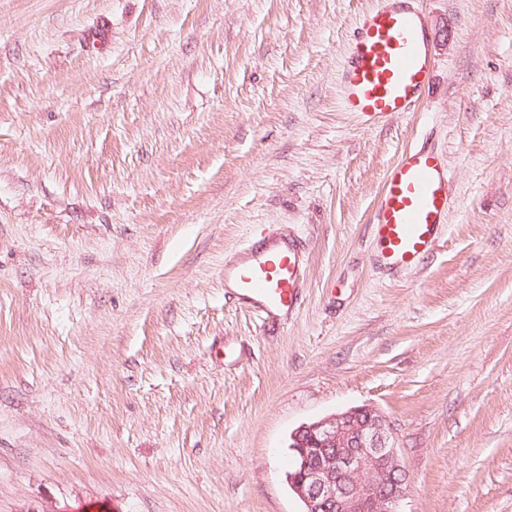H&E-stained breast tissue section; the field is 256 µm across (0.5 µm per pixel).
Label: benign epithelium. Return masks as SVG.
I'll list each match as a JSON object with an SVG mask.
<instances>
[{
  "mask_svg": "<svg viewBox=\"0 0 512 512\" xmlns=\"http://www.w3.org/2000/svg\"><path fill=\"white\" fill-rule=\"evenodd\" d=\"M288 483L304 512H401L407 474L391 423L361 406L299 426Z\"/></svg>",
  "mask_w": 512,
  "mask_h": 512,
  "instance_id": "obj_1",
  "label": "benign epithelium"
}]
</instances>
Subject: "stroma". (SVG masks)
<instances>
[{"label": "stroma", "instance_id": "stroma-1", "mask_svg": "<svg viewBox=\"0 0 512 512\" xmlns=\"http://www.w3.org/2000/svg\"><path fill=\"white\" fill-rule=\"evenodd\" d=\"M375 0H0V512H302L300 425L391 422L404 512H512V0H424L417 111L338 73ZM451 208L375 270L385 169ZM307 244L297 312L229 297L256 231ZM448 167L425 147L403 149L384 172L371 230L377 262L389 270L416 267L448 222Z\"/></svg>", "mask_w": 512, "mask_h": 512}]
</instances>
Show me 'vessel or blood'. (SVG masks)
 I'll use <instances>...</instances> for the list:
<instances>
[{"label":"vessel or blood","instance_id":"vessel-or-blood-1","mask_svg":"<svg viewBox=\"0 0 512 512\" xmlns=\"http://www.w3.org/2000/svg\"><path fill=\"white\" fill-rule=\"evenodd\" d=\"M420 0H376L360 17L340 71L341 100L369 126L416 111L429 87L433 61ZM448 169L428 148L403 149L384 172L371 230L377 261L390 270L416 267L448 222ZM307 259L295 240L263 237L224 265V279L263 319L293 314L306 280Z\"/></svg>","mask_w":512,"mask_h":512}]
</instances>
